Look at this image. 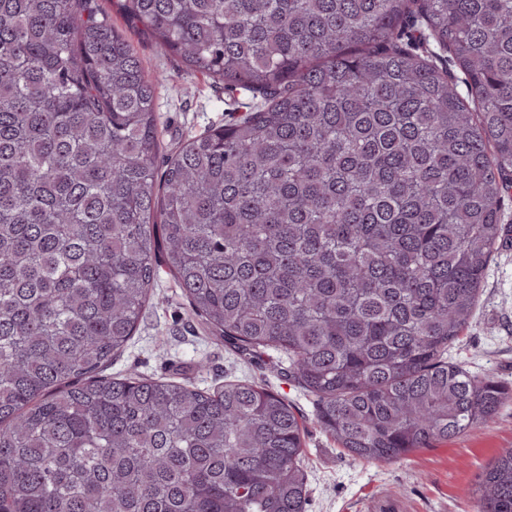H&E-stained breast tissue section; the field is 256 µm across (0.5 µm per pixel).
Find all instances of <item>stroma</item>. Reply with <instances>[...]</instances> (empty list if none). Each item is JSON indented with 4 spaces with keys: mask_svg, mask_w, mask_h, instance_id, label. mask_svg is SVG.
I'll return each instance as SVG.
<instances>
[{
    "mask_svg": "<svg viewBox=\"0 0 512 512\" xmlns=\"http://www.w3.org/2000/svg\"><path fill=\"white\" fill-rule=\"evenodd\" d=\"M144 67L164 75L159 91L164 152L207 129L232 122L242 109L208 77L187 72L177 56L160 50L141 28L113 15ZM504 232L486 272L478 308L448 360L477 377L512 386V188L501 211ZM105 377L141 375L210 389L228 380L255 381L291 403L301 417L310 489L307 512H475L477 476L512 449V401L495 418L418 448L389 463L355 462L314 420L311 397L288 375L273 350L229 349L193 314L167 267H160L153 297L128 346L101 371Z\"/></svg>",
    "mask_w": 512,
    "mask_h": 512,
    "instance_id": "35a3bbf8",
    "label": "stroma"
}]
</instances>
